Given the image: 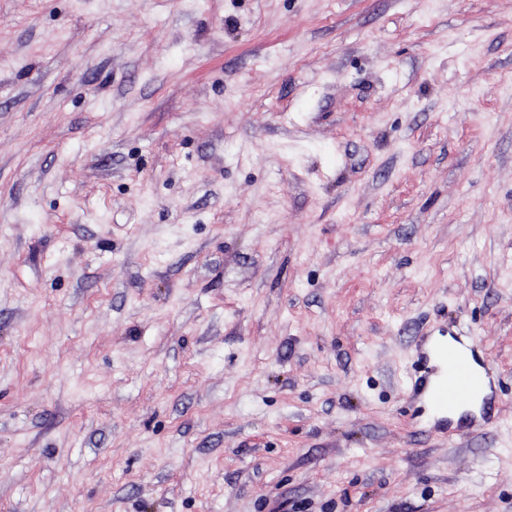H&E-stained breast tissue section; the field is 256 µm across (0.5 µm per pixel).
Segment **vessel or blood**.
Instances as JSON below:
<instances>
[{"label":"vessel or blood","mask_w":512,"mask_h":512,"mask_svg":"<svg viewBox=\"0 0 512 512\" xmlns=\"http://www.w3.org/2000/svg\"><path fill=\"white\" fill-rule=\"evenodd\" d=\"M423 359H437L435 378H422L415 392L440 419L446 420L461 406L470 403L475 394L494 388V381L472 342L459 337L449 344L431 338L422 351Z\"/></svg>","instance_id":"vessel-or-blood-1"}]
</instances>
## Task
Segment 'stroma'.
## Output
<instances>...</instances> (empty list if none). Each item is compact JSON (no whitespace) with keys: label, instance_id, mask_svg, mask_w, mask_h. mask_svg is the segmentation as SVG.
Wrapping results in <instances>:
<instances>
[{"label":"stroma","instance_id":"obj_1","mask_svg":"<svg viewBox=\"0 0 512 512\" xmlns=\"http://www.w3.org/2000/svg\"><path fill=\"white\" fill-rule=\"evenodd\" d=\"M0 512H512V0H0ZM438 337L426 341L421 357L432 361L435 356L439 366L432 376L437 380L420 378L415 383V392L441 420L450 416L461 406L470 403L475 394H483L477 411L472 413V427L479 428L491 421L485 409L486 392L493 391L494 381L483 361L478 356L475 345L467 339L453 337L448 344L439 345ZM446 338V337H445ZM446 339L451 340L448 336Z\"/></svg>","mask_w":512,"mask_h":512}]
</instances>
